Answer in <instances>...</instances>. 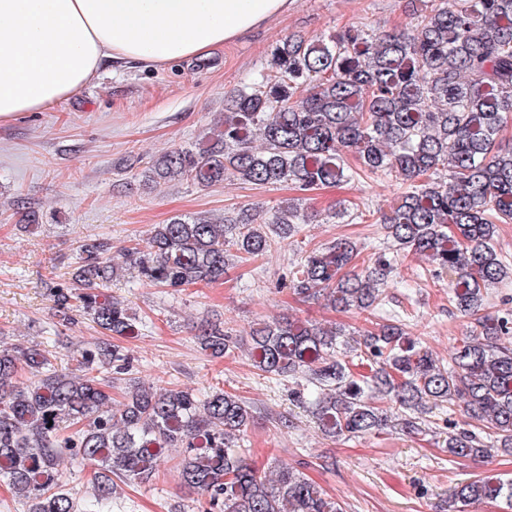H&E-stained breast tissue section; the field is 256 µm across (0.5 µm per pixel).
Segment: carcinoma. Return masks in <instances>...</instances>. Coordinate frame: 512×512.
I'll use <instances>...</instances> for the list:
<instances>
[{
    "label": "carcinoma",
    "instance_id": "cac0c4a2",
    "mask_svg": "<svg viewBox=\"0 0 512 512\" xmlns=\"http://www.w3.org/2000/svg\"><path fill=\"white\" fill-rule=\"evenodd\" d=\"M511 120L512 0H425L399 31L352 26L284 38L268 67L224 98V118L197 146L167 150L137 176L150 189L235 178L289 183L301 193L361 172L402 181L401 204L382 216L394 248L425 254L448 272L449 302L476 317L479 334L454 347L445 365L397 320L352 343L341 329L279 318L251 331L250 359L264 373L308 378L329 437L384 429L392 414L374 403L376 393L404 413L409 434L431 405L458 397L466 421L448 433V453L485 456L477 432L486 429L512 455V319L480 314L489 288L512 282V265L493 245L496 225L512 223V143L497 142ZM17 214L29 228L42 223L32 206ZM313 218L300 196L274 210L226 212L218 222L177 215L155 227L150 249L123 255L140 280L178 291L224 279L233 250L242 260L266 253L271 239L262 225L289 235ZM109 252L104 242L82 246L72 285L54 283L51 296L63 322L75 299L105 334L136 336L142 321L102 292L117 276ZM357 256L338 238L293 267L289 288L335 309H382L376 285L395 256L381 252L365 275L345 274ZM198 339L214 357L234 346L217 325ZM52 358L37 345H0V480L27 512H109L112 477L146 485L171 448L182 449L176 467L202 512H344L298 470L270 478L248 461L239 440L251 413L237 396L134 385L114 410L98 373H126V355L104 343L82 350L72 368L59 370ZM66 456L93 468L95 489L82 501L66 489ZM485 499L512 512V478L489 470L454 487L448 512Z\"/></svg>",
    "mask_w": 512,
    "mask_h": 512
}]
</instances>
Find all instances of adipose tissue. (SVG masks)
Here are the masks:
<instances>
[{
  "instance_id": "ef3b65f1",
  "label": "adipose tissue",
  "mask_w": 512,
  "mask_h": 512,
  "mask_svg": "<svg viewBox=\"0 0 512 512\" xmlns=\"http://www.w3.org/2000/svg\"><path fill=\"white\" fill-rule=\"evenodd\" d=\"M292 0H0V123L69 98L109 65L200 59Z\"/></svg>"
}]
</instances>
